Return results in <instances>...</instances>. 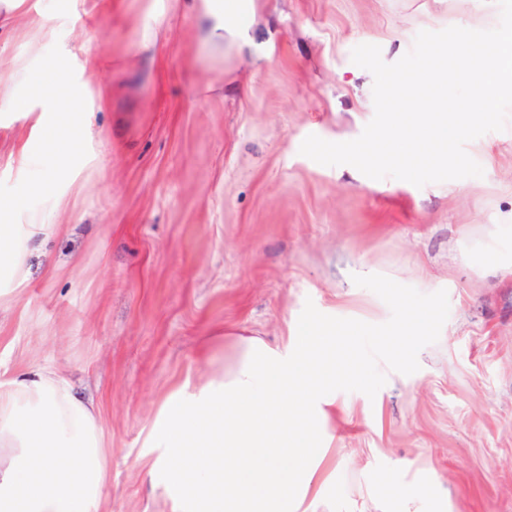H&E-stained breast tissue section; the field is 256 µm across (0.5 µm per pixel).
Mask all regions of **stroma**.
<instances>
[{"label": "stroma", "instance_id": "1", "mask_svg": "<svg viewBox=\"0 0 512 512\" xmlns=\"http://www.w3.org/2000/svg\"><path fill=\"white\" fill-rule=\"evenodd\" d=\"M248 44L204 46L186 0H25L0 33V182L40 132L9 97L60 46L87 87V157L37 205L25 283L0 291V375L62 369L107 442L104 512H172L150 472L164 400L221 372L224 333L273 346L322 317L363 333L370 384L336 399L335 474L316 512H381L389 481L416 512H512V115L467 144L479 178L423 187L340 176L301 155L356 139L372 74L419 31L486 30L497 0H254ZM437 327L392 370L373 340L401 300Z\"/></svg>", "mask_w": 512, "mask_h": 512}]
</instances>
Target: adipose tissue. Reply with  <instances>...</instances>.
Masks as SVG:
<instances>
[{"instance_id":"adipose-tissue-1","label":"adipose tissue","mask_w":512,"mask_h":512,"mask_svg":"<svg viewBox=\"0 0 512 512\" xmlns=\"http://www.w3.org/2000/svg\"><path fill=\"white\" fill-rule=\"evenodd\" d=\"M208 47L242 39L253 0H189ZM384 333L391 364L439 317L403 305ZM221 374L172 393L152 425L165 461L154 471L173 512H313L333 476L328 409L366 386L358 331L322 320L294 334L292 351L245 335ZM105 433L67 376L32 368L0 379V512H102Z\"/></svg>"}]
</instances>
